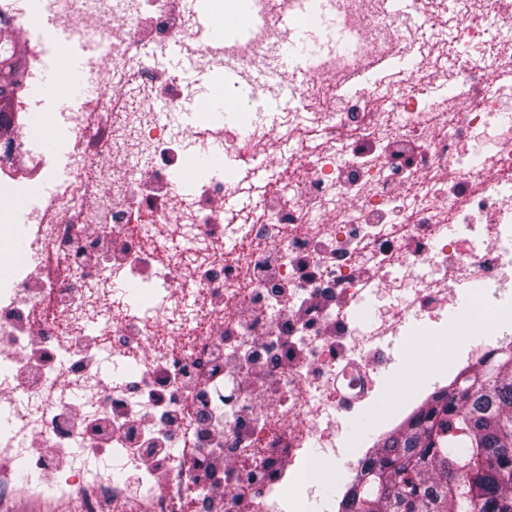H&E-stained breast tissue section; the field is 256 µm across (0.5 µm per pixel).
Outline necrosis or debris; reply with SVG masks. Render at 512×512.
Returning <instances> with one entry per match:
<instances>
[{"instance_id":"4bbe7bcc","label":"necrosis or debris","mask_w":512,"mask_h":512,"mask_svg":"<svg viewBox=\"0 0 512 512\" xmlns=\"http://www.w3.org/2000/svg\"><path fill=\"white\" fill-rule=\"evenodd\" d=\"M38 0H0V26L17 34L29 59L13 140L0 142V181L27 157L28 182L0 194V222L14 198L55 170L39 107L48 98L42 67L60 45L28 21ZM448 29L416 44L411 18L383 0H318L310 47L293 79L274 52L286 39L284 14L303 0H244L249 30L207 44L195 35L197 0H54L62 27L97 40L86 78L111 93L85 98L59 117L78 161L104 159L118 131L142 146L107 191L81 176L57 198L31 200L23 216L36 238L25 274L0 286V447L15 466L0 488L44 503L75 494L82 512H102L104 497L128 491L150 512H271L308 448L337 453L342 413L374 397L373 377L394 362L400 339L476 335L512 322V36L500 26L512 0H453ZM413 59L372 85L343 95L376 64ZM189 72L165 75L177 61ZM229 70L239 112L208 113L197 150L207 169L192 177L184 223L189 247L160 259L153 229L171 226L178 182L187 177L188 139L170 113L194 106L196 79ZM422 78L436 106L410 90ZM499 83L498 95L484 93ZM163 111L125 113L122 127L98 117L130 94ZM287 99L280 122L259 109ZM317 140L306 149L307 140ZM294 188L274 197L243 227L246 250L228 253L220 206L236 180L227 161L258 159L270 142ZM192 272L191 288L176 269ZM45 273L33 284L37 273ZM120 276L166 305L148 319L129 308L112 316V354L138 346L123 383L100 378L83 321L90 281ZM474 288L472 308L449 322L448 306ZM210 313L195 321V306ZM197 454L178 452L182 428ZM44 448H109L124 461L97 478L91 458L60 471L33 463L28 432ZM166 451L156 460L154 449Z\"/></svg>"}]
</instances>
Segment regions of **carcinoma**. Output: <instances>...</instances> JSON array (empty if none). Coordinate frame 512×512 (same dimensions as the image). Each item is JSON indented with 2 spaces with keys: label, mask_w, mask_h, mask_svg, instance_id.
Returning <instances> with one entry per match:
<instances>
[{
  "label": "carcinoma",
  "mask_w": 512,
  "mask_h": 512,
  "mask_svg": "<svg viewBox=\"0 0 512 512\" xmlns=\"http://www.w3.org/2000/svg\"><path fill=\"white\" fill-rule=\"evenodd\" d=\"M22 77L0 41V138ZM341 512H512V346L380 439Z\"/></svg>",
  "instance_id": "carcinoma-1"
}]
</instances>
